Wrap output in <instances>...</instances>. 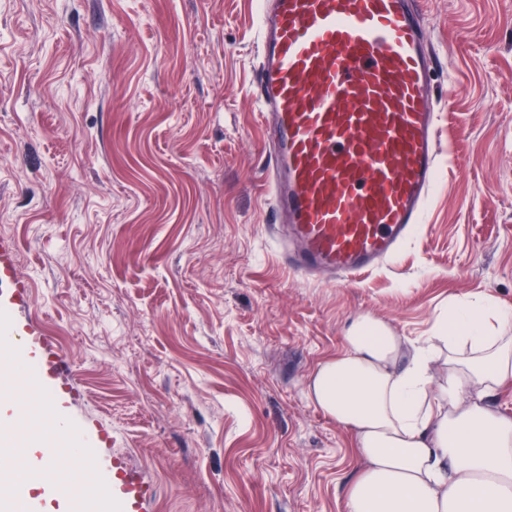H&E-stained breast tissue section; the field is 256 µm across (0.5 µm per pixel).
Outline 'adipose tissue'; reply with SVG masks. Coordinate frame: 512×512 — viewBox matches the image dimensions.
Returning <instances> with one entry per match:
<instances>
[{
	"mask_svg": "<svg viewBox=\"0 0 512 512\" xmlns=\"http://www.w3.org/2000/svg\"><path fill=\"white\" fill-rule=\"evenodd\" d=\"M448 345L444 378L428 348L405 352L385 322L359 317L344 349L310 378L308 394L353 436L363 468L351 481L345 512H512V418L484 402L512 377V315L480 299L438 328ZM53 408L30 398L19 424L0 426L13 449L15 491L44 488L59 455L78 456L75 439L46 438L39 426Z\"/></svg>",
	"mask_w": 512,
	"mask_h": 512,
	"instance_id": "obj_1",
	"label": "adipose tissue"
}]
</instances>
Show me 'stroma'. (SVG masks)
Returning <instances> with one entry per match:
<instances>
[{
	"label": "stroma",
	"instance_id": "1",
	"mask_svg": "<svg viewBox=\"0 0 512 512\" xmlns=\"http://www.w3.org/2000/svg\"><path fill=\"white\" fill-rule=\"evenodd\" d=\"M260 0H0V242L36 366L143 512H344L351 435L307 396L354 319L412 345L512 312V0H425L442 155L425 222L342 282L289 272L251 97Z\"/></svg>",
	"mask_w": 512,
	"mask_h": 512
}]
</instances>
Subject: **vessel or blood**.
Masks as SVG:
<instances>
[{"instance_id":"obj_1","label":"vessel or blood","mask_w":512,"mask_h":512,"mask_svg":"<svg viewBox=\"0 0 512 512\" xmlns=\"http://www.w3.org/2000/svg\"><path fill=\"white\" fill-rule=\"evenodd\" d=\"M424 0H264L253 95L289 267L341 278L423 223L441 156ZM0 337L27 356L46 343Z\"/></svg>"}]
</instances>
